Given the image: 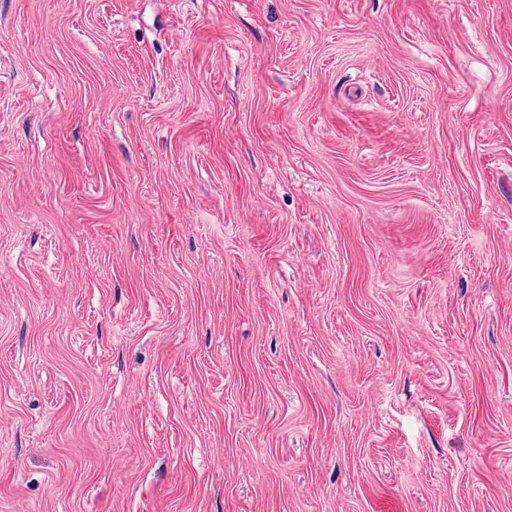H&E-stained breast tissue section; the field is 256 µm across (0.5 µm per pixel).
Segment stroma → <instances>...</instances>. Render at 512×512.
Instances as JSON below:
<instances>
[{
  "instance_id": "35a3bbf8",
  "label": "stroma",
  "mask_w": 512,
  "mask_h": 512,
  "mask_svg": "<svg viewBox=\"0 0 512 512\" xmlns=\"http://www.w3.org/2000/svg\"><path fill=\"white\" fill-rule=\"evenodd\" d=\"M0 512H512V0H0Z\"/></svg>"
}]
</instances>
